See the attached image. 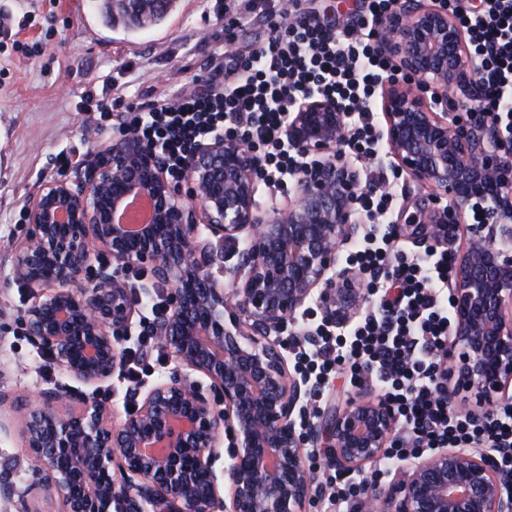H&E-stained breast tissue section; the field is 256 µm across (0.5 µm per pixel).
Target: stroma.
Wrapping results in <instances>:
<instances>
[{"mask_svg":"<svg viewBox=\"0 0 512 512\" xmlns=\"http://www.w3.org/2000/svg\"><path fill=\"white\" fill-rule=\"evenodd\" d=\"M225 2L176 0L162 24L131 35L122 23L107 24L88 0H0V392L24 402L38 390L73 383L32 341L24 312L37 290L12 275L14 250L27 232L29 198L50 180L85 172L109 153L115 132L86 121L100 103L119 97L147 104L192 87L196 76H229L231 59L220 53L225 39L233 40L238 56L248 55L267 37L269 14L282 5L236 0L229 10ZM62 152L74 159L64 170L57 164ZM392 185V222L422 220L427 189L403 173ZM169 293L168 286H157L118 341L140 360L136 381H161L173 368L168 352L149 339L152 307ZM325 321L315 305L298 310L281 335L289 371L299 370V347ZM350 378L343 363L328 384L312 387L305 413L317 431L328 433L335 412L359 395ZM131 383L115 376L94 389L112 422L137 407L128 395ZM10 415L9 406L0 407V478L9 487L0 494V512H59L57 494L32 472L30 451Z\"/></svg>","mask_w":512,"mask_h":512,"instance_id":"1","label":"stroma"}]
</instances>
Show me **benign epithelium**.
<instances>
[{"mask_svg": "<svg viewBox=\"0 0 512 512\" xmlns=\"http://www.w3.org/2000/svg\"><path fill=\"white\" fill-rule=\"evenodd\" d=\"M448 11L424 0H395L379 24L376 49L398 61L405 79L382 81V138L398 168L431 190L426 222L414 239L448 249L455 260L449 293L454 336L443 362L457 375L445 386L477 393L482 414L512 401V139L470 105L474 63ZM351 114L310 98L288 113L285 136L297 150L296 198L281 208L257 201L263 159L223 134L187 162L182 193L163 161L124 133L111 154L82 177L46 184L27 205L28 234L12 273L48 289L25 312L28 332L69 376L94 385L124 367L119 336L156 284L171 296L152 335L175 367L117 425L95 397L55 386L20 414L33 470L61 496L63 512H214L220 486L229 512H309L316 474L297 412L310 394L305 375L288 372L277 336L309 301L340 326L369 302L358 274L336 269L341 246L362 226V158L341 148ZM146 197L148 224L117 220ZM463 251L454 245L467 217ZM238 258L226 289L211 274L209 238ZM112 256L89 267L87 242ZM147 272L136 285L122 276ZM209 380L204 393L192 375ZM224 409H214L210 396ZM81 405L76 413L62 408ZM398 418L366 392L330 423L326 464L360 472L384 457ZM232 433V462L217 476L220 431ZM497 456L440 448L414 463L388 490L366 487L365 512H512Z\"/></svg>", "mask_w": 512, "mask_h": 512, "instance_id": "7a95c632", "label": "benign epithelium"}]
</instances>
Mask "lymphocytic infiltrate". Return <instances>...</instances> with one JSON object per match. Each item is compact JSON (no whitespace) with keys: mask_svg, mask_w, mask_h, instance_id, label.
Segmentation results:
<instances>
[{"mask_svg":"<svg viewBox=\"0 0 512 512\" xmlns=\"http://www.w3.org/2000/svg\"><path fill=\"white\" fill-rule=\"evenodd\" d=\"M269 18L268 37L241 59L231 80L198 77L192 90L151 104L121 106L117 125L134 133L141 146L161 154L170 179L184 175L185 162L202 140L240 128L250 145L265 147L266 179L279 186L291 173L295 157L284 134L287 115L311 96L335 100L347 112H364L391 66L376 49L375 19L388 0H361L358 25L336 27L321 21L306 0H285ZM466 30V49L477 65L480 105L504 130L512 129V0H447ZM392 194L378 177L365 195L376 222L357 263L380 295L375 310L362 318L345 341L317 328L305 367L316 382L327 381L338 358L380 385L385 400L401 420V432L388 449L401 460L436 448L477 444L498 455L512 472V405L497 407L483 421L453 414L438 380L448 345L454 275L446 251L429 247L405 256L394 249L387 225ZM344 356H337V349Z\"/></svg>","mask_w":512,"mask_h":512,"instance_id":"f902f5d3","label":"lymphocytic infiltrate"}]
</instances>
